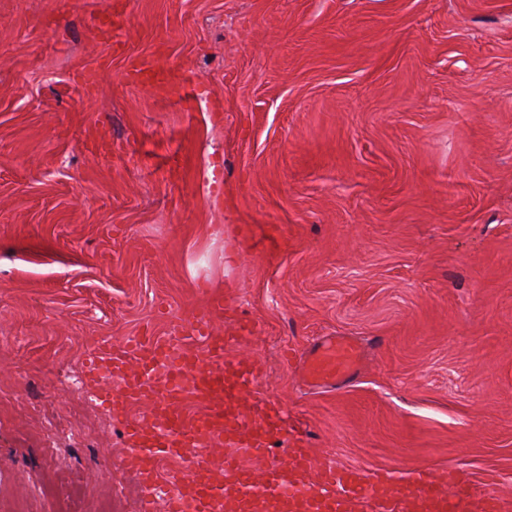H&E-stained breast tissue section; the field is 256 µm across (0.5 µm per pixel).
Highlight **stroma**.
<instances>
[{
  "instance_id": "obj_1",
  "label": "stroma",
  "mask_w": 512,
  "mask_h": 512,
  "mask_svg": "<svg viewBox=\"0 0 512 512\" xmlns=\"http://www.w3.org/2000/svg\"><path fill=\"white\" fill-rule=\"evenodd\" d=\"M109 2L0 0V512H141L86 359L217 296L319 462L512 501V0ZM361 365L359 348L342 337L315 344L303 357L301 377L315 387L336 388L355 376Z\"/></svg>"
}]
</instances>
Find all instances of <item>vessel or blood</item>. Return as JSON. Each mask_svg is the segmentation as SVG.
I'll use <instances>...</instances> for the list:
<instances>
[{"label": "vessel or blood", "instance_id": "obj_1", "mask_svg": "<svg viewBox=\"0 0 512 512\" xmlns=\"http://www.w3.org/2000/svg\"><path fill=\"white\" fill-rule=\"evenodd\" d=\"M229 337L203 317L182 324L179 335L145 336L98 348L83 385L114 418L122 419L124 462L140 483L146 507L167 498L168 512H512L498 494L476 491L469 477L445 468L420 469L398 478L383 469L365 475L356 467L316 463L292 437L283 408L274 400L247 401L263 375L260 362L228 358ZM359 348L342 337L315 344L304 356L303 381L333 388L355 376ZM199 410L187 414L185 399ZM146 410L128 418L131 403ZM290 442L287 460L274 447ZM185 461L191 485L165 497L164 459Z\"/></svg>", "mask_w": 512, "mask_h": 512}]
</instances>
